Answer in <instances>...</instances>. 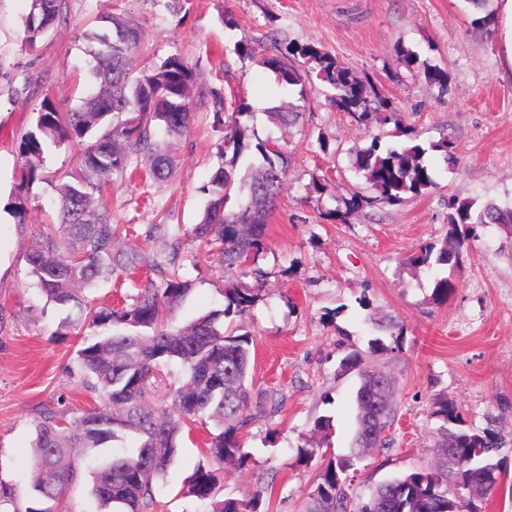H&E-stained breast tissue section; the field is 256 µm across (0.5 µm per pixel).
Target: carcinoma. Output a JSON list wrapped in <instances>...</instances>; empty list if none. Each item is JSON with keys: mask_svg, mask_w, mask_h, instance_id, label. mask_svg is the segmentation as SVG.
<instances>
[{"mask_svg": "<svg viewBox=\"0 0 512 512\" xmlns=\"http://www.w3.org/2000/svg\"><path fill=\"white\" fill-rule=\"evenodd\" d=\"M64 0H31L23 41L33 46L63 20ZM83 39L88 52L86 79L90 91L67 110L46 97L37 110L35 131L19 145L27 175L35 178L44 150L71 143L81 146L79 168L57 188L58 224L35 232L28 249L29 274L47 300L79 308L82 325L92 339L82 342L75 367L86 388L99 403L69 417L45 413L33 424L34 456L31 479L23 491L0 478V512H76L68 497L80 482L77 461L91 459L90 494L99 512H155L156 484L175 461L181 435L198 423L214 422L220 432L212 436L209 462L195 468L188 494L209 504V512H260L265 490L260 487L247 501L217 499L224 469L242 462L240 432L252 420L247 380L253 339L218 324L219 317L240 314L255 300L254 294L234 285L224 289L223 310L212 311L182 326L167 319V311L188 293L189 284L176 273L163 282L149 283L119 310L100 306L84 308V292L112 277L117 268H150L154 261L134 251L115 248L114 226L94 192L100 182L123 172L128 156L141 155L148 163L146 177L156 183L171 179L176 160L171 144L189 130L197 77L182 57L172 55L158 65H139L144 35L123 13L101 17L87 28ZM300 54L314 63L300 69L278 57L261 59L278 84L303 87L315 76L330 85L337 110L359 123L394 122L388 102L369 93L349 68L311 46ZM270 115L291 127L302 112L293 104L270 108ZM247 129L234 119L224 135L232 150L229 168L219 167L202 190L208 194L201 221L192 234L203 248L221 256L229 268L241 266L265 248L266 225L284 190L288 168L285 148L272 140H257L250 174L236 177V164L249 150ZM427 149L378 142L356 154V168L375 187L377 196L352 195L336 218L378 204L394 205L406 195L419 196L435 185L425 162ZM239 203L225 210L231 191ZM480 224L512 228V207L488 203L481 209L471 201L448 203L447 240L436 247L420 248L415 263L439 268L433 300L443 303L455 291L454 273L468 256L470 236ZM398 346L377 339L369 350H354L342 358L341 370L356 371L360 385L355 395L356 430L347 457H328L317 448L298 449L301 462L321 458L318 481L309 495L307 512H481L473 495L485 497L500 485L504 474L499 451L503 442L489 427L466 422L448 396L439 393L430 416L441 421L438 457L431 469L394 477L377 485L359 508H352L346 492L348 472L355 463L391 445L390 430L396 405L390 379L374 370L370 358L394 356ZM180 367L183 379L169 382L170 368ZM52 502L55 508L39 504Z\"/></svg>", "mask_w": 512, "mask_h": 512, "instance_id": "1", "label": "carcinoma"}]
</instances>
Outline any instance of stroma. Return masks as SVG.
Masks as SVG:
<instances>
[{"mask_svg":"<svg viewBox=\"0 0 512 512\" xmlns=\"http://www.w3.org/2000/svg\"><path fill=\"white\" fill-rule=\"evenodd\" d=\"M29 10L30 0H0L1 476L28 486L35 419L96 401L74 370L81 333L63 327L77 310L47 300L26 260L32 234L56 221L57 186L81 150H45L30 180L19 144L34 130L44 98L67 109L88 92L82 33L95 17L117 11L141 27L145 62L180 55L198 84L190 128L176 143L174 178L146 179L133 155L125 173L102 188L113 223L129 228L118 246L175 263L190 284L171 313L178 324L223 309L227 285L256 289L254 303L233 322L254 338L253 394L274 387L283 396L278 412L243 430L242 462L225 471L223 496L246 500L261 486L265 512H304L318 464L298 462L297 450L314 443L332 456L349 455L360 378L339 364L375 338L399 346L396 356L374 360L394 382L397 417L390 448L350 470L351 501L432 461L440 422L428 412L438 393L468 422L502 438L512 479V233L498 224L478 227L455 291L441 304L432 299L437 270L413 262L421 247L444 238L449 201L512 206V73L497 33L473 27L480 11L469 0H65L64 22L31 47L22 41ZM244 40L252 53L238 51ZM304 45L348 67L414 127L435 179L428 193L364 208L346 224L336 220L343 198L374 195L355 154L374 141L393 145L394 127L358 126L330 104L333 90L318 80L301 96L280 90L262 58L302 68ZM408 53L414 62L405 61ZM426 61L447 72L445 85L425 81ZM282 101L299 103L302 112L288 130L268 113ZM240 107L242 125L285 143L289 175L264 252L230 269L190 231L207 201L202 186L231 157L225 123ZM444 139L455 145L454 162L433 149ZM157 278L147 269L133 276L117 270L89 297L118 309ZM322 417L332 420L330 435L313 429ZM207 438L201 426L183 436L157 487L156 512H206L187 484L208 460Z\"/></svg>","mask_w":512,"mask_h":512,"instance_id":"1","label":"stroma"}]
</instances>
